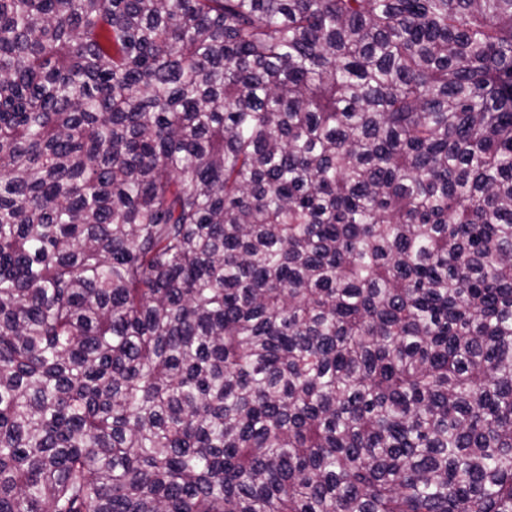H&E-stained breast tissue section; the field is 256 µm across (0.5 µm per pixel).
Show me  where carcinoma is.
Masks as SVG:
<instances>
[{
  "mask_svg": "<svg viewBox=\"0 0 512 512\" xmlns=\"http://www.w3.org/2000/svg\"><path fill=\"white\" fill-rule=\"evenodd\" d=\"M0 512H512V0H0Z\"/></svg>",
  "mask_w": 512,
  "mask_h": 512,
  "instance_id": "obj_1",
  "label": "carcinoma"
}]
</instances>
